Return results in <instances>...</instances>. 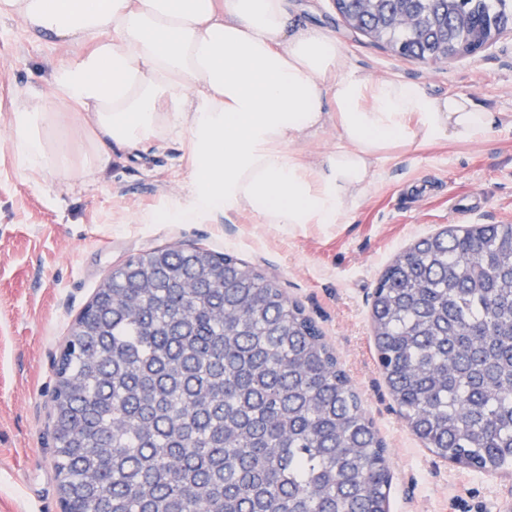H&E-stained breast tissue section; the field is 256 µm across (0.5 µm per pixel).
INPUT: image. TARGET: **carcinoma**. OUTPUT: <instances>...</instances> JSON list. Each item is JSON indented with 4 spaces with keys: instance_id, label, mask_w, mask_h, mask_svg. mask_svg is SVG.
Instances as JSON below:
<instances>
[{
    "instance_id": "carcinoma-1",
    "label": "carcinoma",
    "mask_w": 512,
    "mask_h": 512,
    "mask_svg": "<svg viewBox=\"0 0 512 512\" xmlns=\"http://www.w3.org/2000/svg\"><path fill=\"white\" fill-rule=\"evenodd\" d=\"M408 59L471 55L512 0H335ZM416 19L390 29L397 14ZM386 386L436 456L512 467V224H450L372 292ZM53 465L69 512H389L387 446L304 308L231 253L133 255L62 344Z\"/></svg>"
}]
</instances>
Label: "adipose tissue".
<instances>
[{"instance_id": "adipose-tissue-1", "label": "adipose tissue", "mask_w": 512, "mask_h": 512, "mask_svg": "<svg viewBox=\"0 0 512 512\" xmlns=\"http://www.w3.org/2000/svg\"><path fill=\"white\" fill-rule=\"evenodd\" d=\"M77 47L53 67L52 100L18 91L9 116L17 168L41 178L105 172L188 135L191 202L159 224L249 213L262 224H335L382 167L426 144L484 141L498 121L464 95L349 65L331 30L297 21L288 0H0V17ZM335 126L333 149L300 143Z\"/></svg>"}]
</instances>
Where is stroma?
Listing matches in <instances>:
<instances>
[{
    "instance_id": "35a3bbf8",
    "label": "stroma",
    "mask_w": 512,
    "mask_h": 512,
    "mask_svg": "<svg viewBox=\"0 0 512 512\" xmlns=\"http://www.w3.org/2000/svg\"><path fill=\"white\" fill-rule=\"evenodd\" d=\"M291 10L330 28L353 67L467 95L500 122L480 143L400 155L340 224L285 228L248 213L220 224H151L143 214L191 200L184 134L138 159L115 156L100 176L34 181L14 163L8 114L18 89H48L52 65L75 50L30 35L20 19L0 21V512H62L53 360L107 274L131 255L180 244L236 254L313 319L387 444L389 512H512V480L445 461L409 430L378 365L370 299L384 268L416 239L451 224H512V31L476 54L422 62L349 29L334 0H291Z\"/></svg>"
}]
</instances>
